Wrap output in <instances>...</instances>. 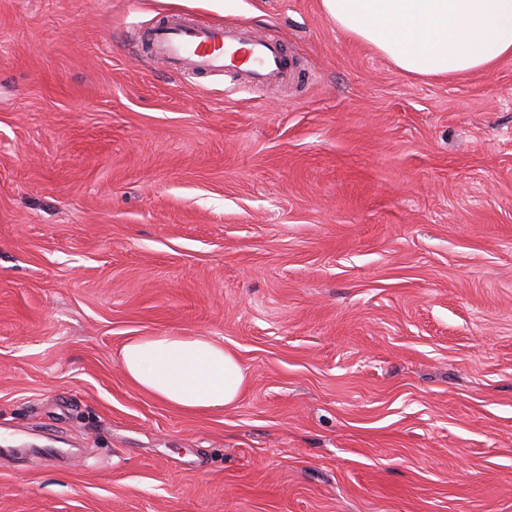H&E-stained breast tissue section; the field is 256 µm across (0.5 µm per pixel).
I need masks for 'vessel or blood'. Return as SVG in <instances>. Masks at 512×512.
Listing matches in <instances>:
<instances>
[{
    "instance_id": "vessel-or-blood-1",
    "label": "vessel or blood",
    "mask_w": 512,
    "mask_h": 512,
    "mask_svg": "<svg viewBox=\"0 0 512 512\" xmlns=\"http://www.w3.org/2000/svg\"><path fill=\"white\" fill-rule=\"evenodd\" d=\"M141 46L158 64L174 71L190 68L197 76L221 73L237 84L259 87L284 80L289 64L272 35H255L244 25L227 26L179 15L146 30Z\"/></svg>"
}]
</instances>
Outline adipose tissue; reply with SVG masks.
Wrapping results in <instances>:
<instances>
[{
    "instance_id": "ef3b65f1",
    "label": "adipose tissue",
    "mask_w": 512,
    "mask_h": 512,
    "mask_svg": "<svg viewBox=\"0 0 512 512\" xmlns=\"http://www.w3.org/2000/svg\"><path fill=\"white\" fill-rule=\"evenodd\" d=\"M336 27L412 76L453 79L512 56V0H322ZM125 377L186 413L233 408L245 387L237 355L205 336H140L120 350Z\"/></svg>"
}]
</instances>
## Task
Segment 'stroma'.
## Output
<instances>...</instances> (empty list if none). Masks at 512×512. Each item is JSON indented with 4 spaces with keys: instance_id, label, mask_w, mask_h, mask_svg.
I'll list each match as a JSON object with an SVG mask.
<instances>
[{
    "instance_id": "1",
    "label": "stroma",
    "mask_w": 512,
    "mask_h": 512,
    "mask_svg": "<svg viewBox=\"0 0 512 512\" xmlns=\"http://www.w3.org/2000/svg\"><path fill=\"white\" fill-rule=\"evenodd\" d=\"M299 77L155 65L167 15ZM239 356L185 413L117 353ZM0 512H512V57L414 77L321 0H0ZM119 361L138 390L186 413L231 409L246 383L237 355L205 336L136 337L122 346Z\"/></svg>"
}]
</instances>
